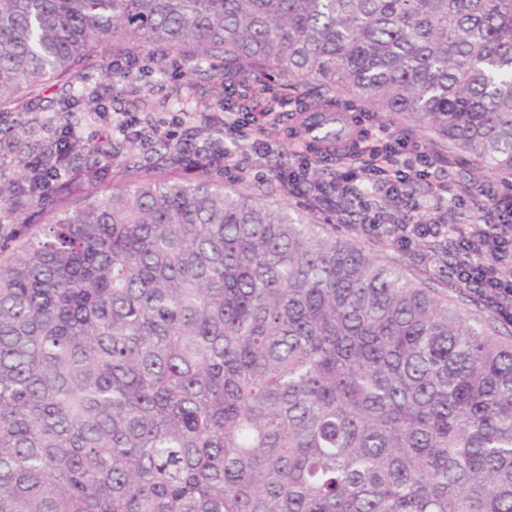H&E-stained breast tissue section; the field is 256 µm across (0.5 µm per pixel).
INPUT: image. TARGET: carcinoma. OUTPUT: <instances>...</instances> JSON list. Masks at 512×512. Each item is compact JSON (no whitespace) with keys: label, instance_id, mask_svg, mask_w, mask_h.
Instances as JSON below:
<instances>
[{"label":"carcinoma","instance_id":"carcinoma-1","mask_svg":"<svg viewBox=\"0 0 512 512\" xmlns=\"http://www.w3.org/2000/svg\"><path fill=\"white\" fill-rule=\"evenodd\" d=\"M118 43L318 88L331 145L346 94L512 190V0H0V111ZM160 143L0 246V512H512L498 312ZM79 152L18 145L0 199Z\"/></svg>","mask_w":512,"mask_h":512}]
</instances>
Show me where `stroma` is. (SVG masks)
I'll list each match as a JSON object with an SVG mask.
<instances>
[{
    "label": "stroma",
    "instance_id": "1",
    "mask_svg": "<svg viewBox=\"0 0 512 512\" xmlns=\"http://www.w3.org/2000/svg\"><path fill=\"white\" fill-rule=\"evenodd\" d=\"M101 61L98 54L84 58L76 68L72 87H53L34 104L21 102L11 111L0 112V178L8 180L17 175L11 149V142L17 135L24 133L31 140L49 144L70 133L83 147L77 164L98 168L103 174L102 187L115 189L124 185L127 174L121 157L111 158L102 151L103 138L111 137L114 147L153 157L164 167L168 156L160 147L159 139L166 136L185 150L206 148L214 155L229 154L238 168L237 173H226L220 164L206 168L209 176L223 180L225 185L250 195L256 193L257 187H269V194L261 196L262 203L313 216L372 255L401 268L409 278L425 287L447 295L457 288L458 282L449 275L446 265L447 236L422 239L407 249L397 243L392 227L411 222L415 214L410 209L395 206L384 194H373L374 206L383 212L386 225L371 229L359 224L355 207L338 192L301 193L281 184L280 174L296 167L303 159L313 171L337 167L336 160L323 159L320 146L306 140L296 141L290 133L289 117L307 101L309 88L301 86L285 91L272 80H261L257 72L219 58L203 64L194 88L195 95L212 101V108L192 113L180 121L176 118L177 106H163L161 95L155 91L159 85L168 88L178 85L179 80L172 72L159 71L157 65L152 64L133 71L125 82L114 84L101 71ZM262 89L287 99L280 122L258 121L239 129L225 126V111H243L245 94ZM73 91L92 94L96 100L95 110H88L81 102L68 106L67 99ZM347 109L363 134L356 146L362 162H370L372 151L392 135L430 145L438 157L448 154L447 148L430 143L427 131L421 127L401 121L384 133L378 129L381 117L363 103L348 102ZM120 120L131 121L136 128L145 130V137L127 138L113 131V123ZM454 179L474 188L473 195L463 205L444 212L446 223L458 230H467L478 217L493 209L496 198L506 195L498 177L481 169L455 174Z\"/></svg>",
    "mask_w": 512,
    "mask_h": 512
}]
</instances>
